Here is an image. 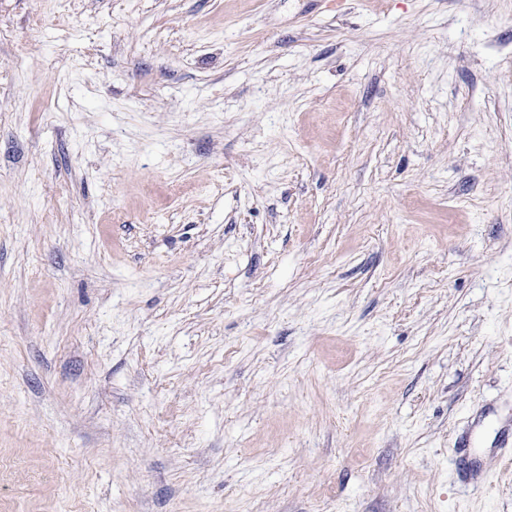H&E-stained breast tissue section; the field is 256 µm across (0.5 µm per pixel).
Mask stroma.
<instances>
[{"instance_id": "obj_1", "label": "stroma", "mask_w": 512, "mask_h": 512, "mask_svg": "<svg viewBox=\"0 0 512 512\" xmlns=\"http://www.w3.org/2000/svg\"><path fill=\"white\" fill-rule=\"evenodd\" d=\"M512 0H0V512H512Z\"/></svg>"}]
</instances>
